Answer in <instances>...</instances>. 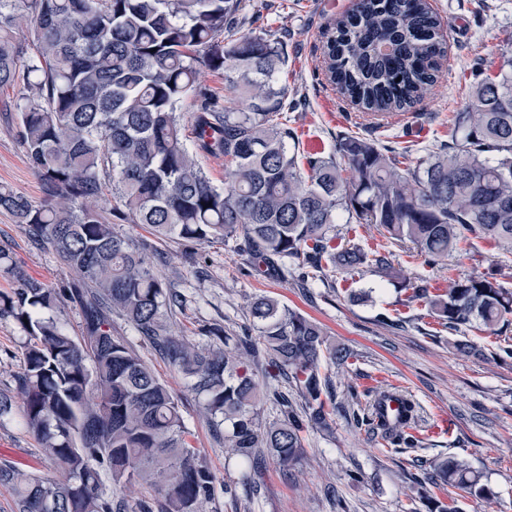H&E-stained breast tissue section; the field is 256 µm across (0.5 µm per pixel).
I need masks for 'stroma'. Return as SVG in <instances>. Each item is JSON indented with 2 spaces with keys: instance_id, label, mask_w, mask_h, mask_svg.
<instances>
[{
  "instance_id": "35a3bbf8",
  "label": "stroma",
  "mask_w": 512,
  "mask_h": 512,
  "mask_svg": "<svg viewBox=\"0 0 512 512\" xmlns=\"http://www.w3.org/2000/svg\"><path fill=\"white\" fill-rule=\"evenodd\" d=\"M429 3L448 34L438 81L408 111L373 117L342 98L324 74L325 31L353 0H246L245 16L261 14L266 32L286 42L288 67L278 80L288 86L286 117L300 155H330L337 136L348 133L406 152L417 163L449 141L452 116L467 102L474 81L496 76L503 52H512V0ZM19 93L16 85L0 88V185L38 201L42 186L9 110ZM116 229L134 243H147L158 273L185 295L172 327L189 341L205 343L202 331L213 324L244 335L251 300L269 295L320 323L332 344L351 353L345 365H321L336 387L328 429H304L302 465L289 469L267 458L255 475L262 495L253 500L242 468L229 461L187 379L126 321L113 318L115 335L125 337L178 397L189 441L216 477L215 499L203 512H429L431 498L448 497L430 484L434 462L448 457L467 459L495 492L490 502L460 500L461 512H512V360L493 358L499 348L512 346V327L497 335L465 327L448 333L422 302L408 301L387 275L369 268L356 276L329 269L303 283L292 271L279 275L253 268L239 236L188 247L176 240L158 242L143 225L129 221L117 222ZM335 243L386 253L396 271L435 288L447 287L452 277L496 269L504 287L512 289V255L476 234L468 235L443 266L427 265L374 224H337ZM0 247L49 287L74 277L50 247L32 241L4 210ZM457 339L472 344L475 354L459 353L453 345ZM27 341L15 319L0 318V393L12 402L11 414L0 418V461L61 480V465L44 454L22 422L18 375ZM392 387L417 405L416 447L394 449L378 430L353 420V409L367 401L369 391Z\"/></svg>"
}]
</instances>
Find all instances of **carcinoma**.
<instances>
[{"mask_svg": "<svg viewBox=\"0 0 512 512\" xmlns=\"http://www.w3.org/2000/svg\"><path fill=\"white\" fill-rule=\"evenodd\" d=\"M0 0V88L23 79L13 103L17 135L43 188L35 202L0 188V209L35 242L49 245L76 274L51 288L26 274L0 248V317L29 337L20 387L26 429L66 471L62 482L0 464L16 512H114L105 479L155 481L158 512H201L214 499L215 476L188 440L176 396L122 336L123 317L190 379L230 457L257 467L269 454L288 467L302 456V432L328 426L331 381L322 358L351 357L328 343L322 326L260 296L249 305L268 366L295 383L293 406L262 417L260 385L249 355L255 345L215 325L199 347L173 333L180 295L148 260L145 246L119 234L112 218L146 224L159 240L186 244L242 234L252 263L274 273L292 263L302 278L324 267L345 272L388 259L333 245L334 225L377 224L409 241L429 264L448 259L468 233L512 253V55L498 76L473 85L454 113L448 144L419 165L393 148L350 134L335 152L299 158L284 120L288 64L284 44L265 30L240 33L242 0ZM446 55L444 24L428 0H356L326 42V76L371 115L402 112L436 84ZM224 70V101L200 95L201 69ZM196 103L195 149L186 143L177 106ZM224 157V186L197 159ZM117 206L105 212L103 188ZM450 330L478 324L492 335L512 324V291L498 273L448 279L433 293L422 281L398 282ZM81 308L73 336L52 311ZM397 391L373 392L367 419L394 446L412 448L414 403ZM436 481L467 497L495 493L468 461L436 462Z\"/></svg>", "mask_w": 512, "mask_h": 512, "instance_id": "1", "label": "carcinoma"}]
</instances>
